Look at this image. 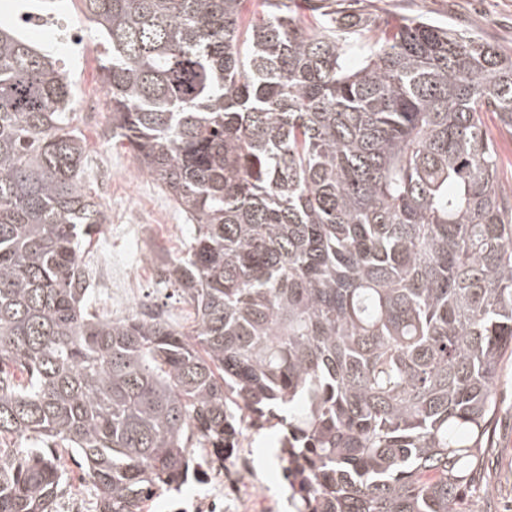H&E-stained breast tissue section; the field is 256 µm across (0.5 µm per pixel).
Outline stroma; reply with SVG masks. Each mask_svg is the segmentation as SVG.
Returning <instances> with one entry per match:
<instances>
[{
  "instance_id": "35a3bbf8",
  "label": "stroma",
  "mask_w": 512,
  "mask_h": 512,
  "mask_svg": "<svg viewBox=\"0 0 512 512\" xmlns=\"http://www.w3.org/2000/svg\"><path fill=\"white\" fill-rule=\"evenodd\" d=\"M365 10L395 21L427 17L462 32L480 36L512 55V0H362ZM30 11L40 13L47 29H28V36L49 41L51 34L82 37L84 52L63 54L66 75L73 84L72 125L81 135H100L97 151L88 153L83 185L108 215L83 248L81 260L100 272L93 286V312L123 319L138 312H156L183 332L196 328L193 308L174 286L148 275L181 255L195 233L165 190L149 174L137 170L127 141L113 137L109 112L88 111L86 97L104 91L100 61L105 42L87 21L80 0H54ZM497 409L489 428L473 483L464 498L474 512H512V357L500 365L496 380Z\"/></svg>"
}]
</instances>
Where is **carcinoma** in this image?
<instances>
[{
  "mask_svg": "<svg viewBox=\"0 0 512 512\" xmlns=\"http://www.w3.org/2000/svg\"><path fill=\"white\" fill-rule=\"evenodd\" d=\"M83 0L112 136L195 225V310L90 314L107 217L57 52L0 23V445L85 464L98 512L185 485V448L277 420L295 512H465L512 356V56L423 18L287 0ZM358 55L360 64L349 65ZM56 449L0 448V512H55ZM483 122L486 127L495 134L497 143L499 144L503 157V167L500 171V177L504 182H510L512 186V139H510V137L502 138L498 136L499 122L492 112H486V114L483 115Z\"/></svg>",
  "mask_w": 512,
  "mask_h": 512,
  "instance_id": "carcinoma-1",
  "label": "carcinoma"
}]
</instances>
